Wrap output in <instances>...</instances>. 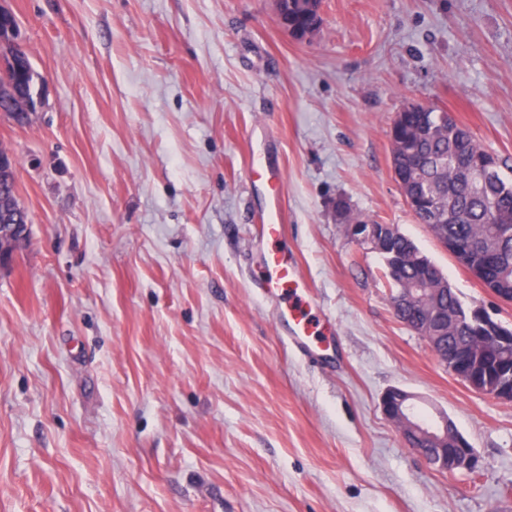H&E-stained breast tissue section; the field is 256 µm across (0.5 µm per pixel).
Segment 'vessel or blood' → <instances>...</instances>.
Here are the masks:
<instances>
[{"label": "vessel or blood", "mask_w": 512, "mask_h": 512, "mask_svg": "<svg viewBox=\"0 0 512 512\" xmlns=\"http://www.w3.org/2000/svg\"><path fill=\"white\" fill-rule=\"evenodd\" d=\"M283 200L278 191H271L267 215L260 226L264 238L279 240L283 236ZM264 268L255 286L262 293L274 296L278 302L277 318L288 329V341L297 349L310 352L321 347L322 338L316 327L301 309V302L307 293V283L298 273L294 254L285 248L276 247L261 256Z\"/></svg>", "instance_id": "obj_1"}]
</instances>
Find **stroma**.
Returning <instances> with one entry per match:
<instances>
[{
    "label": "stroma",
    "mask_w": 512,
    "mask_h": 512,
    "mask_svg": "<svg viewBox=\"0 0 512 512\" xmlns=\"http://www.w3.org/2000/svg\"><path fill=\"white\" fill-rule=\"evenodd\" d=\"M42 103L0 112L29 239L0 269V512H512V403L398 322L380 255L336 210L397 225L465 304L496 299L416 223L391 166L410 102L512 158V0H0ZM275 148L285 243L332 331L302 353L260 274ZM447 414L476 472L436 470L383 413ZM304 3L305 7H300L298 0H282L277 3V12L282 18L288 22L282 27L288 30V27L300 32V37H304L307 33L314 35L322 25V17L318 13L321 5L319 0H311L313 2ZM445 364L448 366V370L466 386L482 393L483 388L477 385L478 376L471 369V356L467 351H455Z\"/></svg>",
    "instance_id": "1"
}]
</instances>
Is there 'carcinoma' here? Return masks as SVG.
Here are the masks:
<instances>
[{
  "label": "carcinoma",
  "instance_id": "carcinoma-1",
  "mask_svg": "<svg viewBox=\"0 0 512 512\" xmlns=\"http://www.w3.org/2000/svg\"><path fill=\"white\" fill-rule=\"evenodd\" d=\"M320 5L321 0H309L303 7L299 0H280L277 12L300 35H313L322 25ZM37 77L31 67L21 76L13 70L0 72V105L10 102L14 108H21V88L29 81L36 82ZM395 124V152L410 169L400 189L418 223L431 227L441 241L451 238L498 249L489 275L504 278L512 289V177H505L498 164L482 182L472 184L470 172L488 150L444 109L429 106L402 112ZM5 210L23 224L29 220L13 193L0 196V212ZM385 275L395 289L403 283L424 280L426 301L438 302L459 321L456 328L448 325V348L464 342L475 354L486 353L485 365L492 371L503 360L512 363V345L498 352L489 346L478 319L469 315L470 307L462 303L453 288L444 286V274L430 259L420 265L387 267Z\"/></svg>",
  "mask_w": 512,
  "mask_h": 512
}]
</instances>
